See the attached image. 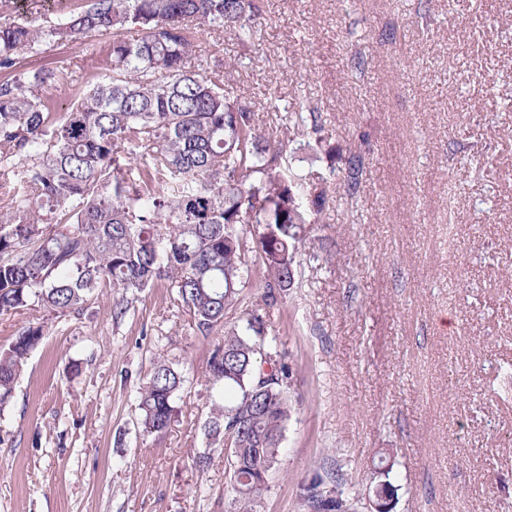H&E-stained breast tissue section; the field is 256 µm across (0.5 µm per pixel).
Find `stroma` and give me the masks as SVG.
Listing matches in <instances>:
<instances>
[{
	"instance_id": "obj_1",
	"label": "stroma",
	"mask_w": 512,
	"mask_h": 512,
	"mask_svg": "<svg viewBox=\"0 0 512 512\" xmlns=\"http://www.w3.org/2000/svg\"><path fill=\"white\" fill-rule=\"evenodd\" d=\"M247 41L195 29L192 69L240 59L260 121L271 103L318 109L323 142L291 131L307 183L346 174L355 195L303 225L299 274L274 309L290 417L261 512H312L303 487L343 486L371 512L387 459L393 512H512V0H264ZM111 35L29 53L63 66L46 99L66 109ZM454 260L443 255L447 183ZM117 289L82 309L0 315V347L44 335L0 413V512H231L224 450L204 435L207 362L237 322L201 335L166 282L114 319ZM186 381L179 413L144 433L138 391L157 361ZM210 450L198 469L194 453Z\"/></svg>"
}]
</instances>
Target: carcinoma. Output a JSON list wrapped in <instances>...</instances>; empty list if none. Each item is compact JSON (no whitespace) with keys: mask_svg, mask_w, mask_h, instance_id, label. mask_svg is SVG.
<instances>
[{"mask_svg":"<svg viewBox=\"0 0 512 512\" xmlns=\"http://www.w3.org/2000/svg\"><path fill=\"white\" fill-rule=\"evenodd\" d=\"M0 314L39 307L56 316L79 310L102 285L121 291L122 318L139 293L165 281L210 333L241 303L257 274L263 304L243 310L208 361L220 386L205 435L224 447L233 512H257L277 463L290 406L289 367L266 350L278 295L295 282L300 225L323 211L327 189L307 193L284 166L290 126L321 114L284 112L258 122L234 88L236 64L202 72L189 60L191 27L236 36L262 18L261 0H82L48 25L0 0ZM112 33L109 61L62 114L41 92L62 71L20 66L43 44ZM43 336L23 327L0 348V408ZM184 379L158 362L139 391L140 425L165 431ZM390 465L376 467L387 497L397 496ZM313 512H351L340 490L306 488Z\"/></svg>","mask_w":512,"mask_h":512,"instance_id":"cac0c4a2","label":"carcinoma"}]
</instances>
